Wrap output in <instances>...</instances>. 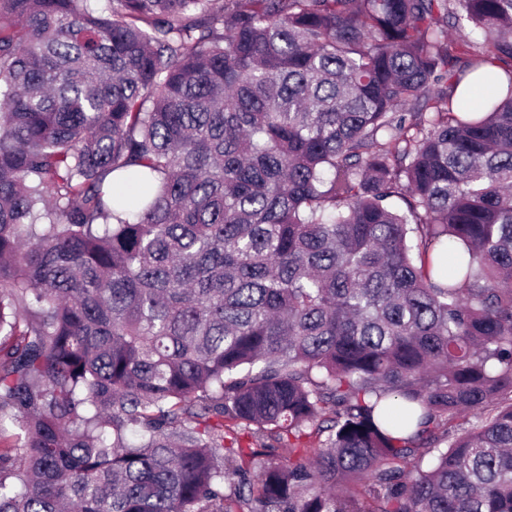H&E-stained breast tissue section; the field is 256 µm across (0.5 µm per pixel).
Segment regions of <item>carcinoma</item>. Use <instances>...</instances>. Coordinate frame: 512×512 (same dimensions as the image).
I'll use <instances>...</instances> for the list:
<instances>
[{
  "instance_id": "obj_1",
  "label": "carcinoma",
  "mask_w": 512,
  "mask_h": 512,
  "mask_svg": "<svg viewBox=\"0 0 512 512\" xmlns=\"http://www.w3.org/2000/svg\"><path fill=\"white\" fill-rule=\"evenodd\" d=\"M88 2L0 0V512H512V0Z\"/></svg>"
}]
</instances>
